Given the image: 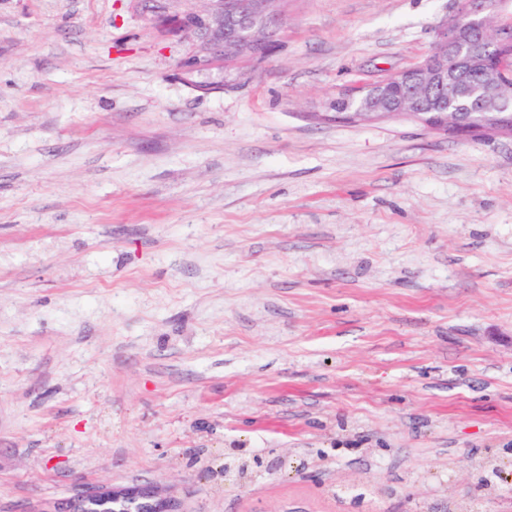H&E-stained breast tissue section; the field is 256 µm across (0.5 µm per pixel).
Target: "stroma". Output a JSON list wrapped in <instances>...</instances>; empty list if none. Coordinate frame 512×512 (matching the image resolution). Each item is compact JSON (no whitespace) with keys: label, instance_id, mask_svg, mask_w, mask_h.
<instances>
[{"label":"stroma","instance_id":"1","mask_svg":"<svg viewBox=\"0 0 512 512\" xmlns=\"http://www.w3.org/2000/svg\"><path fill=\"white\" fill-rule=\"evenodd\" d=\"M457 8L287 0L205 94L140 0H0V512H512V136L326 115ZM102 505H112L113 512H147V508L158 510V505L163 510L173 511L167 502L156 499L154 492L147 489L88 488L53 505H39L27 512H99L98 507Z\"/></svg>","mask_w":512,"mask_h":512}]
</instances>
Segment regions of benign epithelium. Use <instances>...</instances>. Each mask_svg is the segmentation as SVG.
<instances>
[{
  "mask_svg": "<svg viewBox=\"0 0 512 512\" xmlns=\"http://www.w3.org/2000/svg\"><path fill=\"white\" fill-rule=\"evenodd\" d=\"M144 0L147 10L194 40L183 61L193 76L243 53L259 60L277 44L279 5L284 0ZM512 37V0H464L460 10L437 30L428 61L364 85L345 95L352 121H376L393 116L416 120L432 130H452L462 136L476 131L477 111L512 112V55L502 47ZM479 75L472 100L459 102L454 87L463 74ZM146 512L167 502L143 488L81 489L53 505L28 512Z\"/></svg>",
  "mask_w": 512,
  "mask_h": 512,
  "instance_id": "obj_1",
  "label": "benign epithelium"
}]
</instances>
